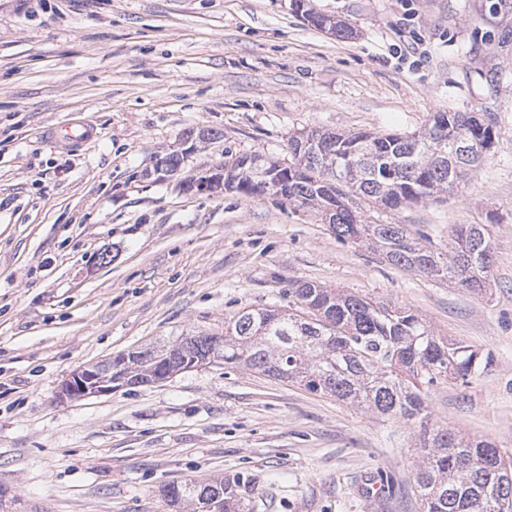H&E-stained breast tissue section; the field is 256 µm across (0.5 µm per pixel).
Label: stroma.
<instances>
[{"instance_id":"35a3bbf8","label":"stroma","mask_w":512,"mask_h":512,"mask_svg":"<svg viewBox=\"0 0 512 512\" xmlns=\"http://www.w3.org/2000/svg\"><path fill=\"white\" fill-rule=\"evenodd\" d=\"M448 110L492 120L482 164L424 203H359V220L441 253L455 225H487L479 296L281 197L186 189L244 154L288 164L311 130L411 135ZM76 121L95 138L54 147ZM189 128L220 137L155 172ZM292 280L409 308L490 355L430 387V423L512 457V0H0V512H175L162 487L217 477L244 512H420L418 424L254 370L60 399L81 367L287 309ZM383 474L401 492L370 502Z\"/></svg>"}]
</instances>
